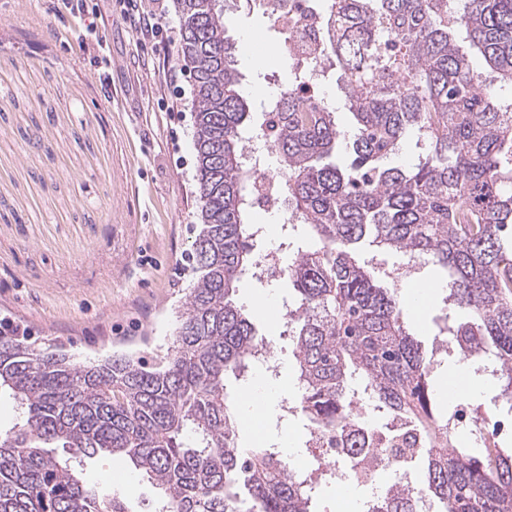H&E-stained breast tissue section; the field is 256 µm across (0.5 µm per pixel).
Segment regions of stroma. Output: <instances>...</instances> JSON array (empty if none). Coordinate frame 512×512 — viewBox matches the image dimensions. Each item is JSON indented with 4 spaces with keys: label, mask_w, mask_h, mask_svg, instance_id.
<instances>
[{
    "label": "stroma",
    "mask_w": 512,
    "mask_h": 512,
    "mask_svg": "<svg viewBox=\"0 0 512 512\" xmlns=\"http://www.w3.org/2000/svg\"><path fill=\"white\" fill-rule=\"evenodd\" d=\"M89 3L102 49L83 43V25L57 0H0V320L78 361L127 353L151 365L171 347L194 282L186 261L201 224L193 79L178 55L172 0H162L158 30L145 36L126 24L122 0ZM247 32L261 33L273 54L243 71V88L285 83L283 36L259 0H239L231 16L232 42ZM249 217L275 227L255 239L256 253L284 258L309 244L284 214L255 207ZM443 307L434 296L407 325L444 378L461 360L433 351ZM249 318L281 364V396L265 415L274 445L307 419L282 411V399L299 394L282 324L254 311ZM460 401L511 454L512 416L485 396ZM71 463L88 486L120 496L132 512H150L159 498L127 459L102 452Z\"/></svg>",
    "instance_id": "stroma-1"
}]
</instances>
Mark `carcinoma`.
<instances>
[{"mask_svg": "<svg viewBox=\"0 0 512 512\" xmlns=\"http://www.w3.org/2000/svg\"><path fill=\"white\" fill-rule=\"evenodd\" d=\"M329 0L325 60L356 120L306 94L296 67L276 113L274 140L295 223L314 247L288 263L298 294L288 311L310 424L346 435L347 452L370 454L351 435L360 412L351 381L373 410L397 420L400 467L424 464L377 512H512V455L485 445L471 454L455 437L433 384V365L403 325V309L365 252H397L449 273L448 299L466 319L438 334L463 358L491 355L492 400L512 410V0ZM179 56L193 72L194 141L201 228L188 255L196 282L182 306L172 349L158 364L115 357L75 362L0 333V390L24 408L0 437V512H129L104 498L45 445L129 459L163 493L159 512H310L308 487L281 471L274 451L237 444V409L226 378L249 367L255 329L234 301L258 255L257 200L248 178L250 109L240 93L228 15L210 0H173ZM486 64L475 69L470 55ZM424 142L417 162L395 165L402 142ZM353 159L329 161L342 141Z\"/></svg>", "mask_w": 512, "mask_h": 512, "instance_id": "cac0c4a2", "label": "carcinoma"}]
</instances>
